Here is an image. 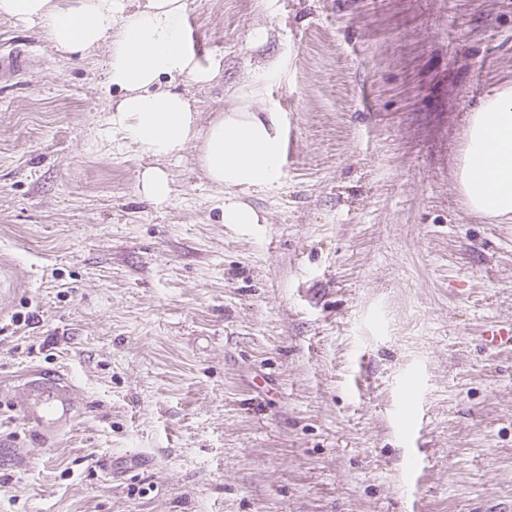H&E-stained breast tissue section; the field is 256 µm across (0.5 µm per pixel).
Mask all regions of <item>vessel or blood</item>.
Returning <instances> with one entry per match:
<instances>
[{
    "label": "vessel or blood",
    "mask_w": 512,
    "mask_h": 512,
    "mask_svg": "<svg viewBox=\"0 0 512 512\" xmlns=\"http://www.w3.org/2000/svg\"><path fill=\"white\" fill-rule=\"evenodd\" d=\"M481 337L487 348H512V321L486 325ZM8 402L32 432L44 440L70 428L83 406L77 386L66 374L49 375L39 370L32 371L14 387ZM147 464L145 455H123L113 460L112 476L124 478Z\"/></svg>",
    "instance_id": "vessel-or-blood-1"
}]
</instances>
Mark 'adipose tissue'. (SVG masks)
Here are the masks:
<instances>
[{
	"mask_svg": "<svg viewBox=\"0 0 512 512\" xmlns=\"http://www.w3.org/2000/svg\"><path fill=\"white\" fill-rule=\"evenodd\" d=\"M183 14L184 0H0V17L39 27L58 52L81 55L107 44L106 84L124 93L111 126L123 130L140 154L157 159L180 156L200 139L203 168L229 196L225 223H258L256 211L235 197L277 184L276 120L233 103L200 135L189 100L156 90L164 76L198 83L213 76L184 44ZM460 183L474 213L512 218V88L487 97L473 113Z\"/></svg>",
	"mask_w": 512,
	"mask_h": 512,
	"instance_id": "ef3b65f1",
	"label": "adipose tissue"
}]
</instances>
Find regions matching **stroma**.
Returning a JSON list of instances; mask_svg holds the SVG:
<instances>
[{"label": "stroma", "mask_w": 512, "mask_h": 512, "mask_svg": "<svg viewBox=\"0 0 512 512\" xmlns=\"http://www.w3.org/2000/svg\"><path fill=\"white\" fill-rule=\"evenodd\" d=\"M184 2L214 76L159 89L201 128L241 94L292 140L245 198L262 223H225L195 147L112 129L105 48L0 17L27 58L0 80V440L27 457L0 458V512H512V351L478 345L512 320V220L458 181L512 86V0ZM34 368L85 404L50 440L6 404ZM129 452L149 466L112 480ZM143 195L156 204L169 201L171 196V181L168 173L159 167L145 168L140 177Z\"/></svg>", "instance_id": "35a3bbf8"}]
</instances>
